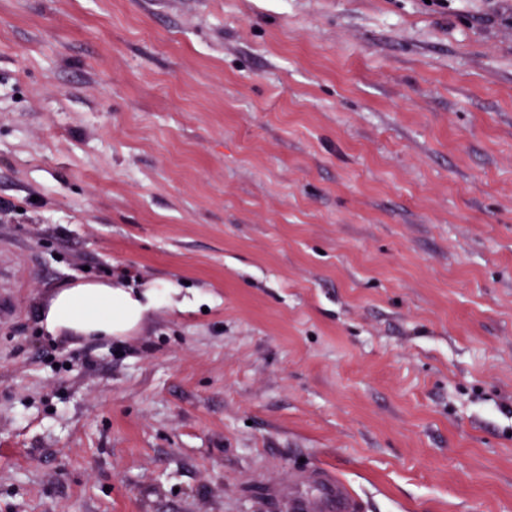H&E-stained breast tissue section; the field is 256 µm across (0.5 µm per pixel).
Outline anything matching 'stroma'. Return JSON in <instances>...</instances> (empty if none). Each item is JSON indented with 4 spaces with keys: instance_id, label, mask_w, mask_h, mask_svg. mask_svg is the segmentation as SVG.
I'll return each mask as SVG.
<instances>
[{
    "instance_id": "obj_1",
    "label": "stroma",
    "mask_w": 512,
    "mask_h": 512,
    "mask_svg": "<svg viewBox=\"0 0 512 512\" xmlns=\"http://www.w3.org/2000/svg\"><path fill=\"white\" fill-rule=\"evenodd\" d=\"M1 256L0 512H512V0H0ZM169 289L166 285L150 284L142 292L134 293L108 283H79L64 288L52 300L45 315V328L53 336L112 337L137 325L144 314L157 306L161 296L181 311L197 306L196 299L173 300L172 294L178 292ZM288 498L298 512H351L353 508L352 492L338 477L324 484L317 497L290 491Z\"/></svg>"
}]
</instances>
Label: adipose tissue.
Masks as SVG:
<instances>
[{"label":"adipose tissue","mask_w":512,"mask_h":512,"mask_svg":"<svg viewBox=\"0 0 512 512\" xmlns=\"http://www.w3.org/2000/svg\"><path fill=\"white\" fill-rule=\"evenodd\" d=\"M169 288L149 285L135 293L108 283L86 282L61 290L52 300L45 328L52 335L112 336L137 325Z\"/></svg>","instance_id":"obj_1"}]
</instances>
